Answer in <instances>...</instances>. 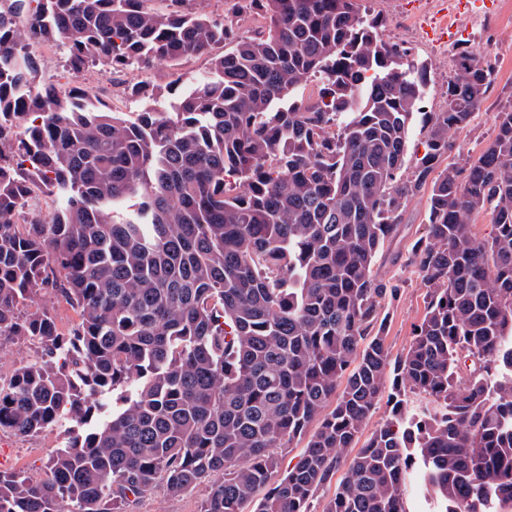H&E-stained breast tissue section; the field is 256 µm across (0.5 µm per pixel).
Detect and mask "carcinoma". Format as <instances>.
I'll use <instances>...</instances> for the list:
<instances>
[{
    "label": "carcinoma",
    "mask_w": 512,
    "mask_h": 512,
    "mask_svg": "<svg viewBox=\"0 0 512 512\" xmlns=\"http://www.w3.org/2000/svg\"><path fill=\"white\" fill-rule=\"evenodd\" d=\"M145 2L0 10V338L36 346L0 384V431L68 424L45 478L0 471V512H128L160 480L180 496L215 474L198 512H309L341 470L324 512H407L414 478L436 512H512V112L477 158L438 170L490 65L459 53L405 179L426 69L356 0H237L266 20L246 37L189 0ZM31 43L61 47L74 74L232 48L172 111L125 117L40 88ZM317 75V98L294 100ZM34 186L51 201L38 220ZM421 194L410 264L427 306L393 359L381 311L401 285L373 267ZM40 293L79 320L24 309ZM409 391L437 409L408 410ZM423 114H417L412 129L409 134L408 140V148H407V158H406V166L403 171L404 178L410 177L411 172L413 170V164L415 159V154L418 152V157H421L423 154V148L420 145V142L423 138Z\"/></svg>",
    "instance_id": "1"
}]
</instances>
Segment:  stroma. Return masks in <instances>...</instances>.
<instances>
[{"instance_id": "stroma-1", "label": "stroma", "mask_w": 512, "mask_h": 512, "mask_svg": "<svg viewBox=\"0 0 512 512\" xmlns=\"http://www.w3.org/2000/svg\"><path fill=\"white\" fill-rule=\"evenodd\" d=\"M360 6L369 14L383 18V37L387 42L409 48L412 56L426 65L427 85L419 111L442 110L448 71L457 54L468 44L481 46L486 58L493 61L495 81L485 101L466 126L448 133L454 145L449 162L460 166L466 159L478 157L494 134L496 113L512 110V0H493L492 7H475L463 12L458 19L461 34L450 41L439 40L428 31L432 19L444 8V0H360ZM29 50L39 61L41 83L54 84L62 93L75 87H92L102 104L112 111L125 113L140 111L142 106L126 89L130 79L143 80L153 86L156 90L154 107L165 109L187 85L206 75L211 66L210 56L203 55L184 59L174 66L160 62L132 76L95 68L71 74L64 68L62 49L33 44ZM374 270L382 278L394 277L403 284L400 298L383 309L387 317L385 345L390 355L397 356L407 350L414 327L425 313L426 289L415 266L395 265L382 259ZM65 437V429L60 425L25 437L1 431L0 470L21 471L41 478L50 456L64 445ZM210 489V483L205 482L192 491L173 496L165 484L160 483L134 503L132 512H197L200 501Z\"/></svg>"}]
</instances>
